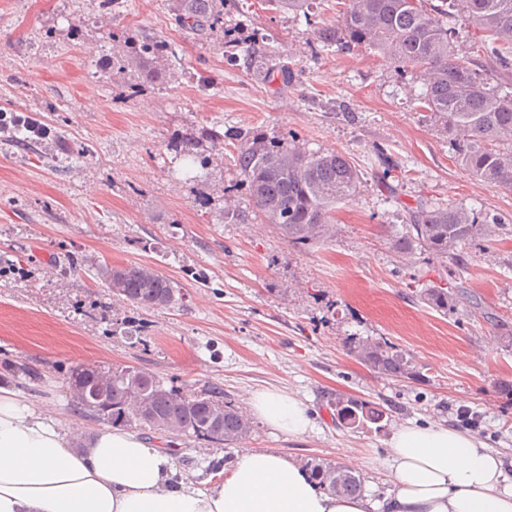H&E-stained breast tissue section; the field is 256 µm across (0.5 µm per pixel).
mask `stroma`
<instances>
[{
    "label": "stroma",
    "mask_w": 512,
    "mask_h": 512,
    "mask_svg": "<svg viewBox=\"0 0 512 512\" xmlns=\"http://www.w3.org/2000/svg\"><path fill=\"white\" fill-rule=\"evenodd\" d=\"M175 4L0 0V113L49 129L37 139L0 133V364L39 371L36 394L52 417L72 413L66 374L79 363L142 368L194 394L217 385L243 409L278 389L309 409L315 428L299 438L258 418L228 449L153 435L196 481L237 451L271 448L303 464L349 462L377 499L389 489L382 462L394 430L458 426L461 406L512 473V344L501 338L512 330V191L457 162L417 108L425 85L415 68L316 43L315 26L334 17L328 0L306 15L224 0L223 25L204 39L178 26ZM130 29L175 47L180 63L162 82L135 86L104 68ZM280 63L292 81L275 75ZM212 127L224 137L218 151L201 138ZM255 129L296 134L307 151L342 153L361 171L327 240L294 248L255 209L233 162L239 135ZM188 137L208 166L181 156ZM82 142L91 152L79 157ZM421 200L505 224L462 262L406 259L389 240ZM230 207L248 221L225 219ZM104 263L151 266L182 300L114 301L96 275ZM432 285L452 294L447 312L419 301ZM378 337L407 353L411 376L377 374L352 353L351 341ZM340 396L378 404L383 428L340 423Z\"/></svg>",
    "instance_id": "stroma-1"
}]
</instances>
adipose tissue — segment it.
I'll return each instance as SVG.
<instances>
[{"label":"adipose tissue","mask_w":512,"mask_h":512,"mask_svg":"<svg viewBox=\"0 0 512 512\" xmlns=\"http://www.w3.org/2000/svg\"><path fill=\"white\" fill-rule=\"evenodd\" d=\"M252 415L302 436L314 425L296 397L254 394ZM384 461L382 499L339 497L279 452L236 453L208 487L176 479L173 456L139 434L74 438L21 392L0 386V512H512V481L484 442L443 424L400 426Z\"/></svg>","instance_id":"ef3b65f1"}]
</instances>
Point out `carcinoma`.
<instances>
[{"label":"carcinoma","mask_w":512,"mask_h":512,"mask_svg":"<svg viewBox=\"0 0 512 512\" xmlns=\"http://www.w3.org/2000/svg\"><path fill=\"white\" fill-rule=\"evenodd\" d=\"M222 2L178 0L176 22L202 38L223 21ZM332 9L333 24L315 33L322 47L371 50L395 64L418 69L426 80L419 108L448 134L461 165L480 180L512 190V81L492 85L471 67L469 59L460 56L455 30L447 21L465 15L491 40L485 53L507 74L512 70V0H441L439 5L429 0H336ZM172 58L177 53L165 42L130 30L122 50L112 53L107 66L155 80L164 76L155 62ZM233 162L259 214L295 247L328 238L336 206L355 197L362 184L360 170L345 155L307 153L293 141L269 139L258 131L241 139ZM503 224L497 214L419 201L406 211V224L392 236L390 246L404 257L422 250L445 258L462 257L475 240H494ZM98 277L118 301L142 308L174 305L172 282L144 266L105 263L99 266ZM419 298L436 310H448V290L443 287L423 288ZM353 351L378 374L411 375L406 353L384 338L360 340ZM25 379L36 380L37 372L21 363H6L0 372V385L21 386ZM66 380L77 410L98 422L135 424L170 437L226 446L252 429L218 388L195 396L147 370L99 364L73 366ZM336 417L346 425L370 423L380 429L385 413L374 403L340 397ZM309 466L330 491L341 496L362 493V481L353 470L316 461Z\"/></svg>","instance_id":"cac0c4a2"}]
</instances>
